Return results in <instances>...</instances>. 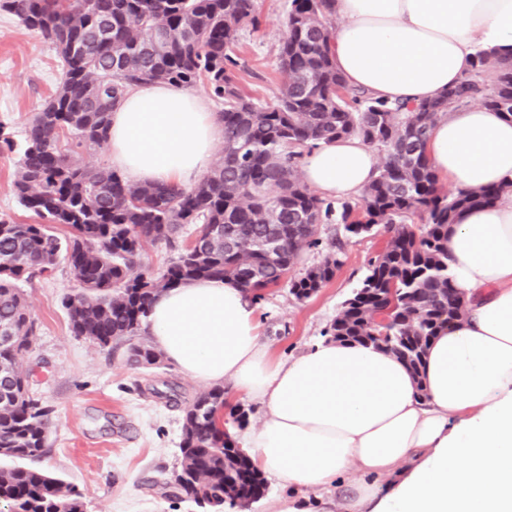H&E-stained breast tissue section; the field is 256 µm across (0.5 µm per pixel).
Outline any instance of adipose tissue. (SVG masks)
<instances>
[{"label": "adipose tissue", "mask_w": 512, "mask_h": 512, "mask_svg": "<svg viewBox=\"0 0 512 512\" xmlns=\"http://www.w3.org/2000/svg\"><path fill=\"white\" fill-rule=\"evenodd\" d=\"M332 40L347 83L389 103L431 100L478 52L512 56V0H336ZM223 127L171 84L133 87L112 112V164L135 183L186 185L206 171ZM449 189L498 190L448 231V273L466 299L419 374L383 350L330 338L272 360L256 309L229 280L155 296L144 327L180 372L259 400L242 438L259 469L288 482L271 512H512V119L476 104L439 115L426 145ZM308 186L362 195L376 160L350 136L306 153ZM354 479L340 483L344 474Z\"/></svg>", "instance_id": "ef3b65f1"}]
</instances>
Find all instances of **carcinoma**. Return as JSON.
Instances as JSON below:
<instances>
[{"mask_svg": "<svg viewBox=\"0 0 512 512\" xmlns=\"http://www.w3.org/2000/svg\"><path fill=\"white\" fill-rule=\"evenodd\" d=\"M335 0H290L278 53L279 94L260 104L239 89L232 47L259 24L257 0H3L57 49L61 82L17 146L0 122V153L18 152L13 193L39 224L0 216V467L6 512H85L71 483L31 462L49 448L51 409L29 389L21 360L37 323L20 288L51 276L65 262L80 288L64 298L74 335L105 348L128 344L129 360L156 365L141 338L152 299L186 280L236 282L257 303L286 280L304 251L318 244L319 225L336 224L325 260L289 280L310 298L342 265L346 240L388 235L385 249L346 299L328 333L344 343L384 349L416 375L431 339L464 315L465 299L448 278V225L469 208L498 198L487 188L449 191L425 146L441 112L470 102L512 117V58L477 54L472 73L446 94L415 105H389L348 86L330 48ZM198 84L222 105L224 150L191 188L132 183L109 168H89L78 150L107 147L112 110L132 86ZM356 136L385 155L356 200L329 201L302 180L304 151ZM192 242L160 273L142 269L149 244ZM56 226L68 229L61 237ZM381 319L385 324L376 323ZM227 407L224 389L201 392L187 406L174 494L203 512L243 508L265 479L229 429L246 421Z\"/></svg>", "mask_w": 512, "mask_h": 512, "instance_id": "cac0c4a2", "label": "carcinoma"}]
</instances>
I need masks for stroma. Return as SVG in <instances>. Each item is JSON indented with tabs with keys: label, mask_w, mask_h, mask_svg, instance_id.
<instances>
[{
	"label": "stroma",
	"mask_w": 512,
	"mask_h": 512,
	"mask_svg": "<svg viewBox=\"0 0 512 512\" xmlns=\"http://www.w3.org/2000/svg\"><path fill=\"white\" fill-rule=\"evenodd\" d=\"M258 12L260 26L240 32L235 53L246 65L238 75L241 91L266 103L281 83L278 48L288 0H258ZM61 77L54 45L0 10V122L24 138ZM385 241L380 233L350 238L335 277L308 299L297 300L285 282L268 290L256 317L274 359L299 355L323 337ZM76 286L63 264L22 286L39 328L23 365L54 416L52 446L39 467L73 483L86 512H199L191 501L164 496L161 487L180 465L184 409L206 383L166 361L130 365L126 346L103 349L74 336L62 299Z\"/></svg>",
	"instance_id": "1"
}]
</instances>
